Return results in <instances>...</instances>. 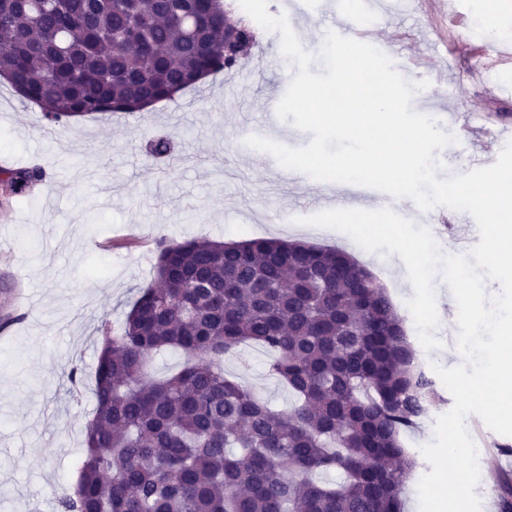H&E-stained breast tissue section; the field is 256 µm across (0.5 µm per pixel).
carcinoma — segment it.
Masks as SVG:
<instances>
[{"mask_svg": "<svg viewBox=\"0 0 512 512\" xmlns=\"http://www.w3.org/2000/svg\"><path fill=\"white\" fill-rule=\"evenodd\" d=\"M190 9L194 31L183 26ZM225 0H0V79L53 123L130 115L231 71ZM38 167L3 169L15 196ZM156 276L115 334L101 326L95 408L61 512H405L402 436L433 383L386 289L349 253L255 238L157 240ZM270 353L276 410L220 367ZM179 350L181 369L147 376ZM512 512V476L499 478Z\"/></svg>", "mask_w": 512, "mask_h": 512, "instance_id": "carcinoma-1", "label": "carcinoma"}]
</instances>
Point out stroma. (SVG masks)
Returning <instances> with one entry per match:
<instances>
[{
    "label": "stroma",
    "mask_w": 512,
    "mask_h": 512,
    "mask_svg": "<svg viewBox=\"0 0 512 512\" xmlns=\"http://www.w3.org/2000/svg\"><path fill=\"white\" fill-rule=\"evenodd\" d=\"M286 15L300 42L322 50L327 32L344 28L348 0H269ZM429 0L395 7L368 30L367 43L400 61V74L417 90L416 112L447 129V113L460 128L457 142L439 154L440 178L473 170V153H501L493 126L512 124V68L477 79V25L483 0H455L456 16L441 24V38L419 35ZM257 44L236 71L209 77L174 99L109 121L73 119L51 125L38 106L0 85V167L40 166L44 178L24 200L0 186V512H57L62 486L74 485L82 432L91 419L99 327L119 328L139 288L153 278L155 247L142 239L192 237L245 241L256 237L302 240L351 251L373 272L403 320L414 292L398 255H381L328 228L307 232L298 219L327 210L326 188L289 181L269 153L245 143L252 135L301 147L312 135L281 120L277 105L297 68L281 53L279 32L257 28ZM432 58L431 73L411 65ZM172 140L170 153L149 156V140ZM293 220L275 223L281 210ZM259 346L239 347L224 370L263 400L285 407L289 394L267 370ZM83 373L80 385L68 378ZM435 399L402 442L417 453L406 483V507L417 512L418 482L430 470L419 451L434 438L437 418L454 399L435 382ZM488 454L475 489L481 512H499L492 472H512V436L482 428Z\"/></svg>",
    "instance_id": "obj_1"
}]
</instances>
